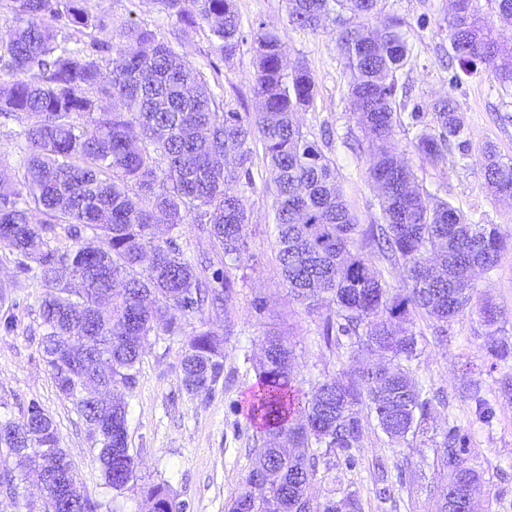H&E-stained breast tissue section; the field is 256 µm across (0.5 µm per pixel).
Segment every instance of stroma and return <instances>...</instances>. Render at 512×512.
I'll list each match as a JSON object with an SVG mask.
<instances>
[{
	"instance_id": "35a3bbf8",
	"label": "stroma",
	"mask_w": 512,
	"mask_h": 512,
	"mask_svg": "<svg viewBox=\"0 0 512 512\" xmlns=\"http://www.w3.org/2000/svg\"><path fill=\"white\" fill-rule=\"evenodd\" d=\"M236 5L244 33L265 23L282 37L289 61L302 63L312 72L315 100L298 119L335 162L344 197L360 227L380 223L367 174V143L348 109L336 24L327 22L314 32L291 29L285 0H236ZM383 5L387 14L404 19L406 38L414 48L412 61L400 75L411 102L426 111L436 99L452 96L470 141L468 158L452 153L432 165L412 144L416 128L405 125L397 130L395 150L424 189L460 208L472 221L497 225L506 238L508 246L497 267L478 275L475 285L477 294L491 297L506 311L503 330L512 336V203L490 196L481 171L485 146H494L504 159L512 160V98L499 93L484 69L465 74L451 61L445 32L449 0H384ZM91 6L98 14L129 18L160 30L173 47H185L201 69H208L215 58L205 33L182 45L174 36V23L151 0H91ZM253 59L252 42H244L233 62L223 65L220 78L225 105L246 118L258 107ZM252 148L253 186L247 191L250 258L228 311L204 315L214 330L228 333L220 382L210 397L188 394L181 383L182 339L159 336L150 340L135 386L122 392L128 409L129 446L139 461V483L170 484L178 502L185 504V512H225L227 503L243 489L252 450L262 442L259 429L246 418L245 404L257 382L255 366L266 333L288 338L295 354V384L306 391L340 372L348 358L347 348L326 347L320 338L328 306L308 311L292 299L282 281L272 189L262 146L256 142ZM0 288L15 301L14 306L0 308L1 319L14 321L13 330L0 328V403L16 418L33 402L45 409L58 426L82 490L101 497L87 427L71 402L58 393L42 360L40 291L20 274L15 255L5 250H0ZM258 299L265 304L260 311L254 307ZM413 329L425 337L426 344L411 367L419 381L432 384L438 392L431 431L395 447L375 423H366L355 465L346 466L340 459L333 468H319L312 498L321 502L331 495H351L362 512H436L437 489L447 481L446 470L437 463L439 444L446 425L452 423L469 435L468 463L483 474L485 494L477 512H512V400L503 389L512 382V361L492 363L484 349L488 330L474 316L450 323L443 343L428 318L415 316ZM470 369L480 374L481 395L493 412L490 422L480 419L474 401L462 393ZM386 486L390 496L380 497V489Z\"/></svg>"
}]
</instances>
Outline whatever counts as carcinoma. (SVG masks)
Listing matches in <instances>:
<instances>
[{
  "instance_id": "1",
  "label": "carcinoma",
  "mask_w": 512,
  "mask_h": 512,
  "mask_svg": "<svg viewBox=\"0 0 512 512\" xmlns=\"http://www.w3.org/2000/svg\"><path fill=\"white\" fill-rule=\"evenodd\" d=\"M155 2L184 42L202 31L227 63L246 41L236 0ZM495 4L491 17L478 0H455L448 44L461 70L485 68L512 96V45L497 37V24L512 26V0ZM4 7L0 114L20 122L14 137L21 176H0V248L43 289V361L88 427L105 494L93 500L80 493L54 507V471L67 452L36 403L18 420L0 414V456L15 460L0 474L1 488L18 498L23 477L38 472L49 492L41 512H118V498L137 478L128 410L92 391L133 388L152 336L183 335L184 389H214L224 370V338L203 315L232 303L236 271L247 261L245 188L252 186L255 139L274 188L283 284L311 310L331 307L323 339H347L350 353L345 369L303 392L293 384V348L282 336L265 338L249 397L264 440L228 512H356L353 498L320 506L309 488L320 457L337 453L354 464L366 413L391 445L428 429L432 398L409 367L419 345L409 328L413 316L437 322L443 334L444 324L474 313L490 328L487 352L512 359V338L493 331L503 313L487 297L474 300L472 285L476 270L497 266L506 240L496 225L472 223L448 201L420 191L414 170L392 149L400 113L409 112L415 124L424 113L398 95V73L412 49L405 22L384 13L382 0H286L293 28L316 31L334 16L349 111L368 142V179L383 220L365 230L344 198L335 162L296 119L313 105L312 73L288 64L284 41L265 23L252 35L259 110L247 121L215 92L220 68L208 75L154 29L131 19L116 24L93 12L90 0H4ZM109 26L112 40L94 35ZM430 112L413 142L417 152L432 163L452 151L466 157L470 144L451 97ZM484 158L487 187L512 200V161L492 146ZM186 224L208 234L217 260L183 253L176 234ZM62 233L72 245H57ZM367 247L401 266L402 285L388 283ZM468 390L479 416L490 418L479 381ZM440 448L448 481L439 488L438 512H447L448 493L463 489L473 501L483 480L466 464L461 427L448 425ZM141 495L147 512L177 507L164 483L142 487Z\"/></svg>"
}]
</instances>
